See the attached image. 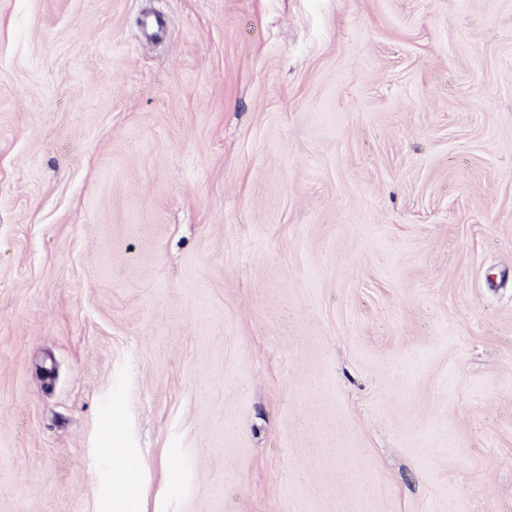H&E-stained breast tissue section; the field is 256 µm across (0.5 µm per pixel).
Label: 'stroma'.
<instances>
[{
    "label": "stroma",
    "mask_w": 512,
    "mask_h": 512,
    "mask_svg": "<svg viewBox=\"0 0 512 512\" xmlns=\"http://www.w3.org/2000/svg\"><path fill=\"white\" fill-rule=\"evenodd\" d=\"M0 512H512V0H0Z\"/></svg>",
    "instance_id": "1"
}]
</instances>
